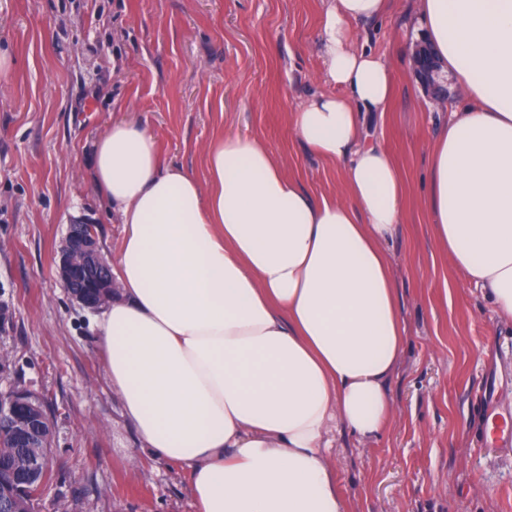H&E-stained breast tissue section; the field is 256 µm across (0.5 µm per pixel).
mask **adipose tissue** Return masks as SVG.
Returning <instances> with one entry per match:
<instances>
[{"mask_svg":"<svg viewBox=\"0 0 512 512\" xmlns=\"http://www.w3.org/2000/svg\"><path fill=\"white\" fill-rule=\"evenodd\" d=\"M386 2L333 0L321 36L337 91L291 114L342 195L313 198L255 139L209 141L200 176L138 123L95 143V183L124 226L95 344L138 442L188 471L197 512H350L337 429L370 443L398 418L406 336L386 243L406 184L358 144L393 76L349 28ZM417 15L459 92L430 150L431 237L512 319V0H417Z\"/></svg>","mask_w":512,"mask_h":512,"instance_id":"ef3b65f1","label":"adipose tissue"}]
</instances>
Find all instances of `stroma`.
Masks as SVG:
<instances>
[{
    "label": "stroma",
    "mask_w": 512,
    "mask_h": 512,
    "mask_svg": "<svg viewBox=\"0 0 512 512\" xmlns=\"http://www.w3.org/2000/svg\"><path fill=\"white\" fill-rule=\"evenodd\" d=\"M331 0H0V47L15 67L0 83V392L41 395L54 425L55 483L36 512H195L186 471L137 445L93 342L95 315L57 276L69 225L97 228L101 255L123 236L89 171L115 120L145 125L165 162L203 172L215 137L255 138L314 196L338 194L336 168L298 139L289 114L334 92L321 26ZM416 0H389L351 35L387 61L395 89L363 136L401 167L407 194L387 245L407 348L391 391L397 421L362 445L332 450L354 512H512V449L478 442L475 395L487 385L512 412V321L498 319L432 241L428 149L458 102L436 105L410 57L423 41Z\"/></svg>",
    "instance_id": "stroma-1"
}]
</instances>
